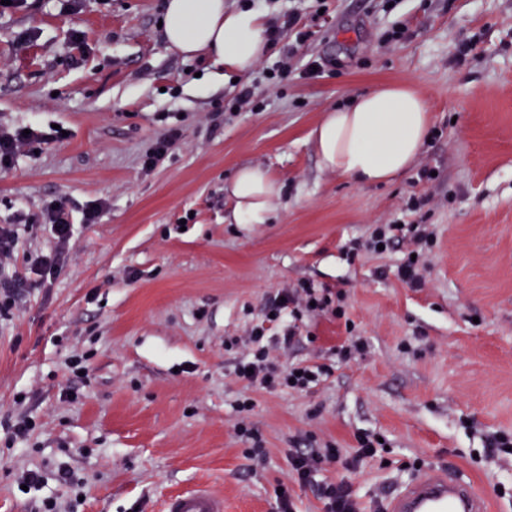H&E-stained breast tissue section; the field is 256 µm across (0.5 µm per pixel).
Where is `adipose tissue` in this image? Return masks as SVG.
Returning <instances> with one entry per match:
<instances>
[{
    "mask_svg": "<svg viewBox=\"0 0 512 512\" xmlns=\"http://www.w3.org/2000/svg\"><path fill=\"white\" fill-rule=\"evenodd\" d=\"M265 12L227 9L225 0H166L164 37L186 55L206 53L225 69L252 70L265 48ZM431 128L426 100L409 85L385 83L324 115L312 130L323 169L371 186L390 181L416 161ZM237 224H264L281 202V183L267 170L240 167L227 186Z\"/></svg>",
    "mask_w": 512,
    "mask_h": 512,
    "instance_id": "1",
    "label": "adipose tissue"
}]
</instances>
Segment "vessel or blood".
Returning a JSON list of instances; mask_svg holds the SVG:
<instances>
[{"label":"vessel or blood","instance_id":"b4317fda","mask_svg":"<svg viewBox=\"0 0 512 512\" xmlns=\"http://www.w3.org/2000/svg\"><path fill=\"white\" fill-rule=\"evenodd\" d=\"M380 512H488L484 494L468 479L433 467L386 497ZM162 512H224V497L201 486L165 502Z\"/></svg>","mask_w":512,"mask_h":512}]
</instances>
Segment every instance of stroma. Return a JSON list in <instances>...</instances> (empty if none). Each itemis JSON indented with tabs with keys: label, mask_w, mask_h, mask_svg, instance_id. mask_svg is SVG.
Returning <instances> with one entry per match:
<instances>
[{
	"label": "stroma",
	"mask_w": 512,
	"mask_h": 512,
	"mask_svg": "<svg viewBox=\"0 0 512 512\" xmlns=\"http://www.w3.org/2000/svg\"><path fill=\"white\" fill-rule=\"evenodd\" d=\"M251 4L275 26L296 14L312 36L270 43L235 80L165 42V0L0 7V123L67 133L0 168V224L52 201L107 203L77 225L61 275L0 318V421L36 423L13 446L0 428V512L46 499L58 512H161L200 485L223 494L224 512H279L289 449L351 454L360 432L387 444L347 476L363 507L433 465L469 478L489 512H512L498 493L512 488V457L487 451L489 437H512V0ZM398 27L406 37L390 40ZM314 60L319 76L299 78ZM279 65L291 76L263 78ZM382 81L413 83L434 132L414 168L361 186L321 167L310 133ZM172 129L176 145L144 169ZM244 165L284 186L270 223L228 221L225 187ZM423 167L433 181H418ZM413 196L426 200L416 212ZM395 220L435 234L423 287L399 278L401 249L346 255ZM301 282L343 291L348 318H300L298 342L273 356L331 375L306 392L245 387L230 340ZM349 320L367 348L343 362ZM76 353L82 377L67 367ZM242 420L256 439L236 433ZM257 442L264 457L247 453ZM30 471L42 483L26 492Z\"/></svg>",
	"instance_id": "1"
}]
</instances>
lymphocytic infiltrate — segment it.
<instances>
[{"instance_id":"1","label":"lymphocytic infiltrate","mask_w":512,"mask_h":512,"mask_svg":"<svg viewBox=\"0 0 512 512\" xmlns=\"http://www.w3.org/2000/svg\"><path fill=\"white\" fill-rule=\"evenodd\" d=\"M50 140V135L36 130L26 133L19 127L0 125V167L11 166L18 156L34 152ZM105 207V202L98 201L76 213L62 202L46 205L36 220L50 227L55 240L54 249L48 255L39 251L27 252L25 264L29 274L25 277L9 270L18 250V228L13 224H0V315L8 314L28 289L59 275L67 259L75 223H97ZM432 237V231L424 224H380L366 240L353 242L349 255L355 258L364 250L374 252L381 247L391 249L405 245L407 255L398 272L411 287L419 288L424 282L422 270L426 265V251ZM264 311L273 315L275 322L282 324L280 342L286 348L292 346L297 337L293 318L324 313L341 319L346 315L343 293H335L327 288L318 289L308 283L300 284L298 288L269 301ZM267 332V327L262 323L251 328L248 341L252 350L235 365V374L240 380L266 389L290 386L304 390L309 388L312 379L329 374L330 369L325 365L279 368L269 359L264 344ZM355 440L356 450L349 457L342 456L340 449L330 445L323 448H292L288 451V463L294 482L302 486H313L316 497L324 505L323 512H360L348 483L317 477L325 464H338L348 470L357 469L364 459L377 456L383 447L375 436L359 434Z\"/></svg>"}]
</instances>
